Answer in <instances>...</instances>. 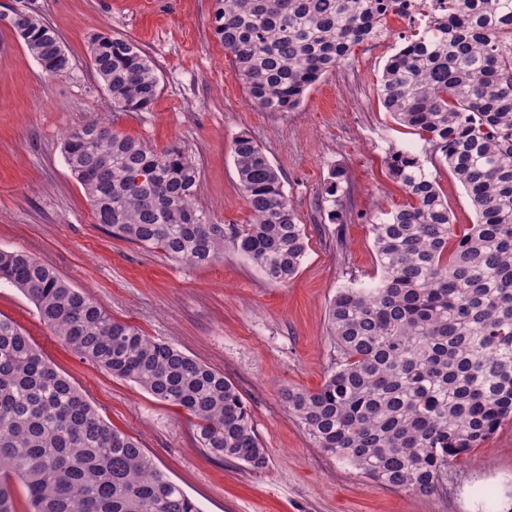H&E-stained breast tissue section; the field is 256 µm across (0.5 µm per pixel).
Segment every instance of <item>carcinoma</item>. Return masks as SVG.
I'll use <instances>...</instances> for the list:
<instances>
[{
    "label": "carcinoma",
    "mask_w": 512,
    "mask_h": 512,
    "mask_svg": "<svg viewBox=\"0 0 512 512\" xmlns=\"http://www.w3.org/2000/svg\"><path fill=\"white\" fill-rule=\"evenodd\" d=\"M399 0H216L214 35L250 101L291 112L306 90L377 36ZM11 25L51 75L67 72L58 33L35 11ZM91 65L115 112H141L159 81L132 41L99 34ZM380 100L421 151L393 148L389 176L408 201L375 218L382 276L340 289L328 310L341 354L315 390L282 397L317 447L374 482L428 495L448 466L512 417V0H448L386 63ZM71 176L112 236L187 265L236 252L286 283L306 253L282 177L254 137L232 154L249 224L195 207L200 169L176 142L148 147L105 124L63 145ZM468 193L473 224L453 223L429 165ZM0 282L30 300L65 345L195 420L217 459L268 465L250 413L224 372L112 319L88 293L29 253L0 249ZM200 512L140 443L113 428L17 323L0 315V512Z\"/></svg>",
    "instance_id": "1"
}]
</instances>
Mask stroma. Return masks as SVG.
Returning <instances> with one entry per match:
<instances>
[{
  "label": "stroma",
  "mask_w": 512,
  "mask_h": 512,
  "mask_svg": "<svg viewBox=\"0 0 512 512\" xmlns=\"http://www.w3.org/2000/svg\"><path fill=\"white\" fill-rule=\"evenodd\" d=\"M30 3L58 32L70 68L49 75L19 38L0 30V249L28 252L112 318L223 371L251 412L267 468L215 459L199 447L184 410L81 360L3 282L0 314L30 334L106 421L136 438L201 512H512V419L449 465L436 493L422 496L381 486L317 448L281 398L289 387L318 388L335 366L328 308L339 289L381 276L372 221L407 200L386 156L420 141L385 112L378 81L411 25L387 17L386 35L355 47L297 110L268 112L249 100L213 33L215 0ZM99 33L130 39L152 60L160 92L150 109L111 111L89 58ZM101 121L153 148L179 143L201 171L197 207L223 224L250 219L231 145L251 134L280 171L306 234L293 279L271 282L230 251L194 267L110 236L63 156L70 130ZM337 170L343 207L332 214L321 197ZM433 173L455 223H474L469 196L447 165Z\"/></svg>",
  "instance_id": "stroma-1"
}]
</instances>
